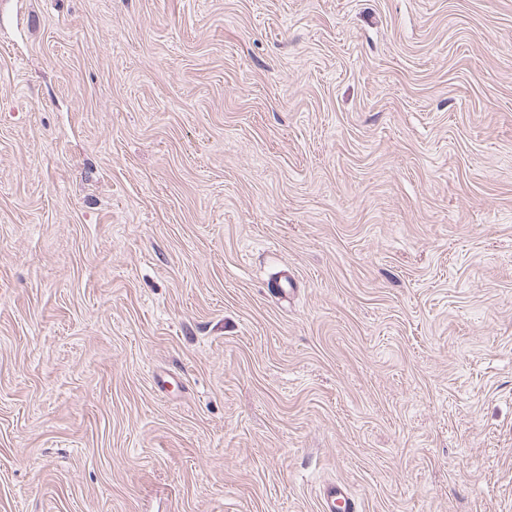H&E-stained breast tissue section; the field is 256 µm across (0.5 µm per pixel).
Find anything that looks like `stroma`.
I'll list each match as a JSON object with an SVG mask.
<instances>
[{"label": "stroma", "instance_id": "1", "mask_svg": "<svg viewBox=\"0 0 512 512\" xmlns=\"http://www.w3.org/2000/svg\"><path fill=\"white\" fill-rule=\"evenodd\" d=\"M327 482L512 512V0H0V512Z\"/></svg>", "mask_w": 512, "mask_h": 512}]
</instances>
